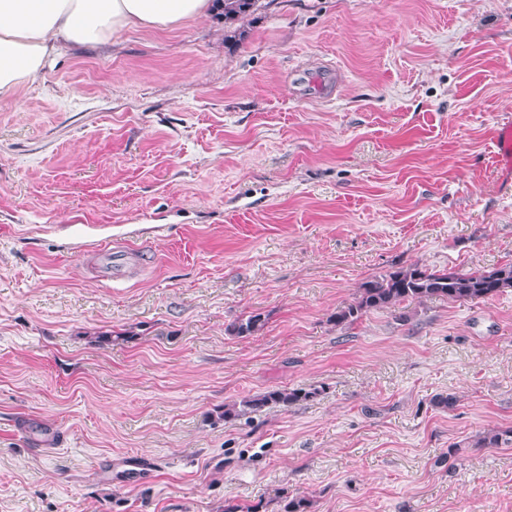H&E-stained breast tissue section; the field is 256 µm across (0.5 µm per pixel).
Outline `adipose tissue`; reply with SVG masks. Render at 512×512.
<instances>
[{
    "label": "adipose tissue",
    "instance_id": "1",
    "mask_svg": "<svg viewBox=\"0 0 512 512\" xmlns=\"http://www.w3.org/2000/svg\"><path fill=\"white\" fill-rule=\"evenodd\" d=\"M210 0H0V100L65 46L107 43L124 29L167 28L205 17Z\"/></svg>",
    "mask_w": 512,
    "mask_h": 512
}]
</instances>
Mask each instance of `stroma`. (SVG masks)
Returning a JSON list of instances; mask_svg holds the SVG:
<instances>
[{
	"label": "stroma",
	"instance_id": "obj_1",
	"mask_svg": "<svg viewBox=\"0 0 512 512\" xmlns=\"http://www.w3.org/2000/svg\"><path fill=\"white\" fill-rule=\"evenodd\" d=\"M509 119L512 0H258L51 58L0 100V512H512V444L473 445L512 429V289L331 319L512 263ZM274 386L322 393L215 418ZM496 159L502 172L512 174V122L502 124L498 130ZM112 250L103 253L101 258L107 273L112 277L113 283L125 282L132 265H147L134 246L114 247ZM508 288H512L511 263L492 270L476 268L466 272L429 270L410 265L388 271L364 283L354 301L338 308L332 320L337 326L349 327L372 310L424 298H441L451 302L485 300ZM265 320L261 314H251L246 318H241L236 322L232 323L228 327V331L233 336L248 337L257 334L263 329Z\"/></svg>",
	"mask_w": 512,
	"mask_h": 512
}]
</instances>
